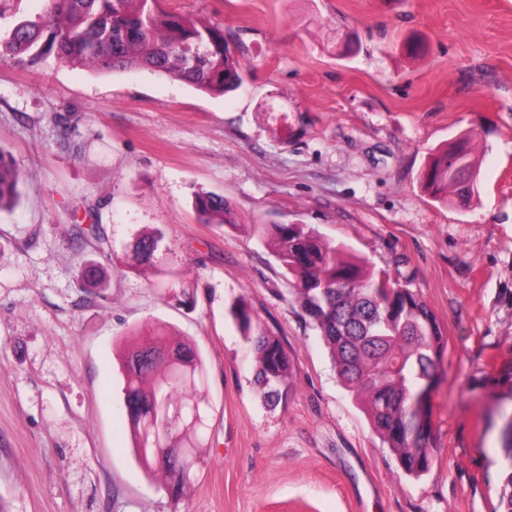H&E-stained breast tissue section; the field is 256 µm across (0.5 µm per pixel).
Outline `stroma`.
<instances>
[{
    "mask_svg": "<svg viewBox=\"0 0 512 512\" xmlns=\"http://www.w3.org/2000/svg\"><path fill=\"white\" fill-rule=\"evenodd\" d=\"M166 5L223 28L236 92L0 56V149L23 176L0 212V512H493L512 410L483 383L512 353V0ZM348 39L361 49L346 57ZM467 132L479 193L440 205L419 173ZM201 192L224 195L237 227L200 223ZM253 222L311 225L433 311L447 347L428 473L382 447ZM146 226L194 307L136 261ZM89 262L108 288L83 282ZM240 295L293 363L274 406L229 314ZM160 326L201 352L210 406L178 499L138 463L121 407L119 358Z\"/></svg>",
    "mask_w": 512,
    "mask_h": 512,
    "instance_id": "35a3bbf8",
    "label": "stroma"
}]
</instances>
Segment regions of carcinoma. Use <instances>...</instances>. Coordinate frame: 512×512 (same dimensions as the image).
I'll use <instances>...</instances> for the list:
<instances>
[{
  "instance_id": "cac0c4a2",
  "label": "carcinoma",
  "mask_w": 512,
  "mask_h": 512,
  "mask_svg": "<svg viewBox=\"0 0 512 512\" xmlns=\"http://www.w3.org/2000/svg\"><path fill=\"white\" fill-rule=\"evenodd\" d=\"M37 63L49 56L109 73L144 68L183 81L213 96L239 89V62L229 53L224 30L164 8L162 0H49L47 13L15 23L0 39V55ZM456 145L432 156L421 182L439 202L471 200L464 174L453 172ZM21 175L0 149V211L21 200ZM194 210L205 224L237 226L224 196L195 195ZM266 245L292 278L303 314L328 346L338 378L362 406L382 443L414 478L432 463V393L445 349L444 329L417 293L376 271L346 246L326 240L308 224H244ZM164 239L155 228L135 236L133 252L156 276L167 271L156 261ZM82 279L104 288L110 275L98 265L83 267ZM230 314L256 353V384L261 400L275 405L288 393L293 365L278 338L261 332L245 298ZM123 406L133 450L148 472L164 471L175 499L192 479L195 461L182 467L170 459L168 444L178 435L191 448L203 446L209 421L204 359L193 347L164 334L125 352ZM485 379L512 396V359L494 362ZM182 419L174 424L172 414ZM509 461L497 490L494 512H512V433L502 431Z\"/></svg>"
}]
</instances>
